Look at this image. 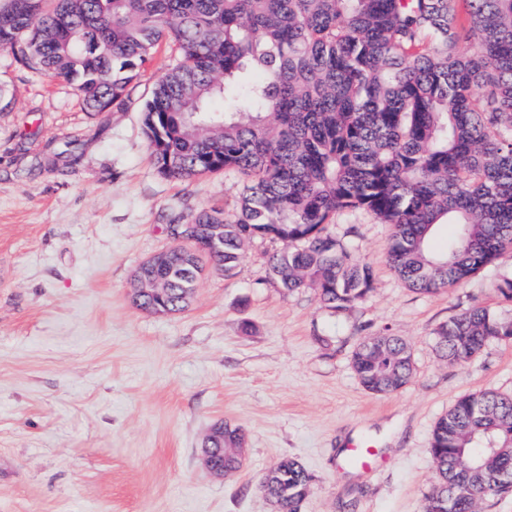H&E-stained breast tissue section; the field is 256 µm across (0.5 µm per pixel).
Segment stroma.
<instances>
[{
  "instance_id": "stroma-1",
  "label": "stroma",
  "mask_w": 512,
  "mask_h": 512,
  "mask_svg": "<svg viewBox=\"0 0 512 512\" xmlns=\"http://www.w3.org/2000/svg\"><path fill=\"white\" fill-rule=\"evenodd\" d=\"M178 58L161 43L123 105L88 112L0 49V512H272L255 486L285 457L313 476L300 512H422L437 419L465 394L512 393V342L451 365L435 333L476 305L512 318L496 291L512 262L420 294L387 261L392 226L344 211L330 229L375 277L350 311L280 288L268 258L282 244L268 239L233 277L210 270L186 311L137 307L134 273L176 246L171 225L235 219L244 186L231 170L179 181L152 164L143 108ZM73 140L78 161L51 165ZM383 329L413 354L389 396L351 367ZM219 421L244 432L242 464L222 477L200 452ZM352 437L377 444L371 471L346 465Z\"/></svg>"
}]
</instances>
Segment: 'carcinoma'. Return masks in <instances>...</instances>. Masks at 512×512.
Segmentation results:
<instances>
[{"label": "carcinoma", "mask_w": 512, "mask_h": 512, "mask_svg": "<svg viewBox=\"0 0 512 512\" xmlns=\"http://www.w3.org/2000/svg\"><path fill=\"white\" fill-rule=\"evenodd\" d=\"M170 41L180 61L143 113L157 171L190 180L243 177L238 218L199 212L175 235L224 225L222 251L178 246L146 273L166 288L134 303L187 307L208 263L230 277L245 246L278 240L271 276L310 288L333 312L374 290L370 266L328 231L363 209L393 226L387 260L409 288L433 294L512 256V0H0V48L76 86L86 109L123 104L138 69ZM456 236L431 247L437 227ZM438 356L457 364L512 341V319L473 306L440 326ZM351 366L378 395L413 373L410 344L386 330L361 342ZM203 443L236 469L239 445ZM437 481L424 512H481L512 494V395L467 394L431 433ZM313 476L285 458L259 480L279 512H300Z\"/></svg>", "instance_id": "obj_1"}]
</instances>
